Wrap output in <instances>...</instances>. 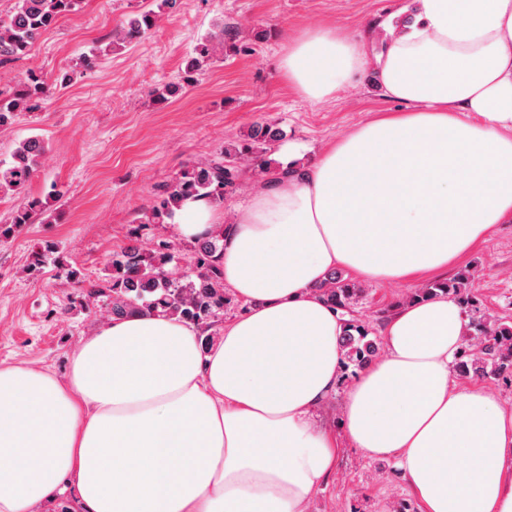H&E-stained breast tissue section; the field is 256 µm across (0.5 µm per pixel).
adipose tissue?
<instances>
[{
	"mask_svg": "<svg viewBox=\"0 0 512 512\" xmlns=\"http://www.w3.org/2000/svg\"><path fill=\"white\" fill-rule=\"evenodd\" d=\"M383 43L331 26L279 62L322 101L373 64L404 111L369 122L245 204L185 200V242L224 229V284L244 309L207 341L173 316L130 312L72 351L66 381L0 365V512L71 486L80 512H306L335 471L318 419L343 368L345 319L315 295L334 270L401 281L447 269L512 220V0H406ZM466 320L440 296L385 323V354L342 405L347 440L395 460L425 512H512V412L454 387Z\"/></svg>",
	"mask_w": 512,
	"mask_h": 512,
	"instance_id": "1",
	"label": "adipose tissue"
}]
</instances>
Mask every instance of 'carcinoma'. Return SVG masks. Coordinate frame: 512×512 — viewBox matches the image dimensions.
<instances>
[{
    "instance_id": "1",
    "label": "carcinoma",
    "mask_w": 512,
    "mask_h": 512,
    "mask_svg": "<svg viewBox=\"0 0 512 512\" xmlns=\"http://www.w3.org/2000/svg\"><path fill=\"white\" fill-rule=\"evenodd\" d=\"M81 0H16L10 14L0 19V65L27 57L35 41L60 17L78 9ZM157 15L143 12L130 17L115 35L116 44H131L144 38L153 28ZM222 32L206 38L196 47L197 56L187 65L196 73L208 62L224 55ZM51 87L43 76L30 70L25 81L8 92L0 91V126L14 121L21 112H34L50 95ZM281 131L271 123L251 129L247 139L214 152L185 167L143 213L139 226L129 233V242L112 253L100 283L90 285L86 298H106L110 317L131 310L162 312L209 330L224 316L231 303L224 288V225L210 236L180 249L169 239H159L152 247L140 244L141 226L166 224L181 202L194 196L205 197L218 206L224 194L238 185L244 169L256 182H269L281 170L271 167L268 154ZM47 145L39 137L23 140L12 154V161H0V192L21 194L32 179ZM43 212V202L31 198L17 208L7 224H0V239L31 223ZM467 281H435L419 289L411 299L451 295L459 303H469L462 292ZM314 292L347 317L342 338L345 367L361 369L375 360L378 343L375 328L353 315L361 290L339 271H332ZM453 370L460 377L496 376L512 379V323L495 322L479 329L477 341L461 348Z\"/></svg>"
}]
</instances>
